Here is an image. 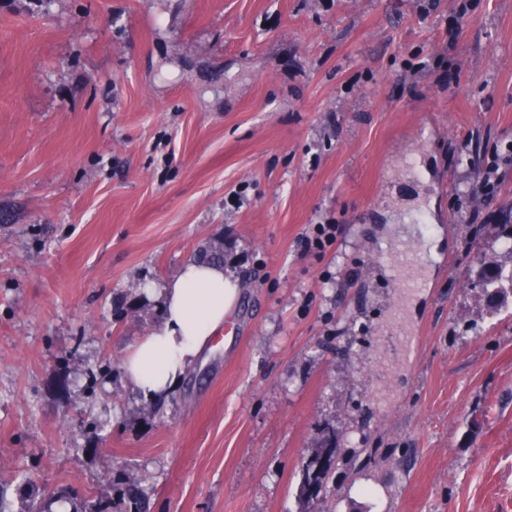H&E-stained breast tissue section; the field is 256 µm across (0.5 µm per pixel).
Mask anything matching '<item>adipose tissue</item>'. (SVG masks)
<instances>
[{
  "instance_id": "ef3b65f1",
  "label": "adipose tissue",
  "mask_w": 512,
  "mask_h": 512,
  "mask_svg": "<svg viewBox=\"0 0 512 512\" xmlns=\"http://www.w3.org/2000/svg\"><path fill=\"white\" fill-rule=\"evenodd\" d=\"M145 292L158 300L161 323L126 348L124 379L145 399L159 401L223 329L239 299L240 283L223 265L196 259Z\"/></svg>"
}]
</instances>
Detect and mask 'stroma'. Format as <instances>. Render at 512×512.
Wrapping results in <instances>:
<instances>
[{
  "label": "stroma",
  "mask_w": 512,
  "mask_h": 512,
  "mask_svg": "<svg viewBox=\"0 0 512 512\" xmlns=\"http://www.w3.org/2000/svg\"><path fill=\"white\" fill-rule=\"evenodd\" d=\"M0 0V496L97 512H512V0ZM335 245L302 253L312 225ZM422 249L425 286L393 276ZM206 247L233 336L123 381ZM333 429L325 498L300 470ZM400 260L397 262V278L405 288H418L417 268L419 264L418 246L413 245L399 251ZM478 280L482 288L492 289V296L503 297L510 290L512 292V268L497 263L485 261L480 266Z\"/></svg>",
  "instance_id": "1"
}]
</instances>
